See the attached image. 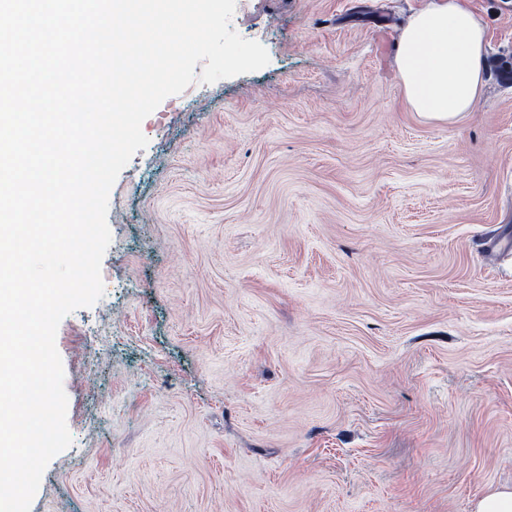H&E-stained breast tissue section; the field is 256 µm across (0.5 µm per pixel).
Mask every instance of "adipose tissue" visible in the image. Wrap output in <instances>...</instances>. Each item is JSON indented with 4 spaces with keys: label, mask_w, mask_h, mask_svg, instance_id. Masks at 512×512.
I'll return each instance as SVG.
<instances>
[{
    "label": "adipose tissue",
    "mask_w": 512,
    "mask_h": 512,
    "mask_svg": "<svg viewBox=\"0 0 512 512\" xmlns=\"http://www.w3.org/2000/svg\"><path fill=\"white\" fill-rule=\"evenodd\" d=\"M487 29L464 0H427L404 29L396 64L405 102L421 117L455 123L485 85Z\"/></svg>",
    "instance_id": "adipose-tissue-1"
}]
</instances>
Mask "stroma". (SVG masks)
<instances>
[{"label":"stroma","mask_w":512,"mask_h":512,"mask_svg":"<svg viewBox=\"0 0 512 512\" xmlns=\"http://www.w3.org/2000/svg\"><path fill=\"white\" fill-rule=\"evenodd\" d=\"M424 3L236 0L270 61L143 121L30 512H470L512 485V0H467L486 86L453 126L401 92Z\"/></svg>","instance_id":"stroma-1"}]
</instances>
